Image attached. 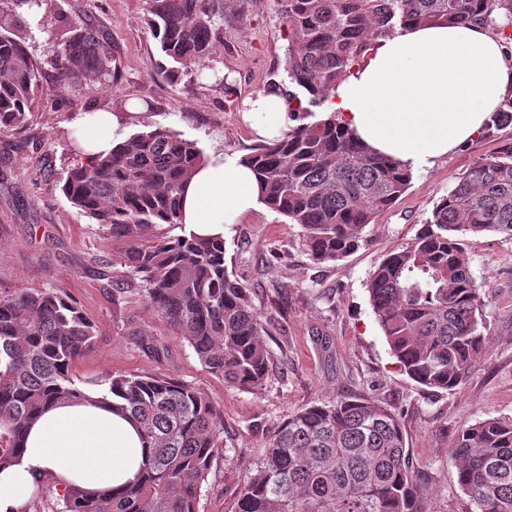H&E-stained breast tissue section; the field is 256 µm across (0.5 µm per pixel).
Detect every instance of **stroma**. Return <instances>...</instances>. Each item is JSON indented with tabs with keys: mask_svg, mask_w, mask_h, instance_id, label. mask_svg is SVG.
I'll return each mask as SVG.
<instances>
[{
	"mask_svg": "<svg viewBox=\"0 0 512 512\" xmlns=\"http://www.w3.org/2000/svg\"><path fill=\"white\" fill-rule=\"evenodd\" d=\"M72 18L96 25L111 41L119 70L99 84L80 78L56 92L45 49L57 32L32 25L30 51L42 93L21 129L0 132V297L14 289L65 293L96 325L93 350L75 362L79 386L112 374L156 375L198 389L224 422V453L201 488L199 512H236L240 488L253 477L269 437L290 416L314 404L365 396L400 419L405 443L425 490L426 512H472L448 446L459 427L512 416V238H470L471 270L482 286L486 348L452 391L411 380L389 354L366 292L387 252L415 236L443 195L475 163L512 151V125L478 135L432 167L414 172L406 192L366 229L368 242L337 262L314 263L298 225L266 207L243 214L224 239L231 278L250 292L269 325L271 355L262 390L224 383L200 363L147 307L122 261L123 245L73 208L58 180L79 154L88 115L145 112L127 134L157 127L197 142L204 153L246 156L260 140L243 118L247 98L283 77L287 46L277 0H224L215 59L232 85H214L212 69L172 82L147 26L146 0H65ZM128 289L112 299L113 282Z\"/></svg>",
	"mask_w": 512,
	"mask_h": 512,
	"instance_id": "stroma-1",
	"label": "stroma"
}]
</instances>
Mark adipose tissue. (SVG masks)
<instances>
[{
    "label": "adipose tissue",
    "mask_w": 512,
    "mask_h": 512,
    "mask_svg": "<svg viewBox=\"0 0 512 512\" xmlns=\"http://www.w3.org/2000/svg\"><path fill=\"white\" fill-rule=\"evenodd\" d=\"M510 93L512 65L484 26L412 25L375 39L326 106L369 147L415 171L473 139ZM248 108L258 118V136L286 124L284 96L261 92ZM124 138L117 115L97 112L80 136L81 151L106 154ZM259 197L256 177L240 156L213 153L186 187L182 222L195 235L223 237L258 207ZM102 397L94 391L89 399L58 403L35 421L22 453L0 470V512H21L44 477L54 488L89 492L137 479L147 454L140 431Z\"/></svg>",
    "instance_id": "1"
}]
</instances>
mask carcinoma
I'll return each instance as SVG.
<instances>
[{"label": "carcinoma", "instance_id": "1", "mask_svg": "<svg viewBox=\"0 0 512 512\" xmlns=\"http://www.w3.org/2000/svg\"><path fill=\"white\" fill-rule=\"evenodd\" d=\"M45 0H0V132L21 127L40 92L27 26L15 8ZM220 0H148L153 35L178 78L213 58ZM288 45L285 78L268 85L287 98L293 124L243 157L262 203L302 229L310 258L336 262L366 242L367 226L408 188L412 173L369 150L333 115L328 94L353 73L376 37L409 23L465 25L503 15L512 0H278ZM57 41L46 48L59 88L79 77L112 79V47L92 24L58 8ZM512 124V96L484 131ZM197 142L158 127L126 138L106 156L77 160L61 191L72 207L125 245L123 262L143 283L158 319L183 338L208 371L247 391L268 371L267 324L229 277L224 239L168 237L197 165ZM512 236V153L480 162L442 196L414 238L388 253L367 281L369 303L390 354L422 386L452 391L486 344L485 301L466 237ZM97 329L56 291L17 288L0 298V469L24 448L48 405L85 395L73 364ZM140 425L148 461L139 480L97 496L77 485L64 512H198L200 491L224 453V422L195 388L157 376L107 375L96 382ZM448 455L473 512H512V417L463 425ZM237 512H426L395 414L367 398L314 405L288 418L268 441Z\"/></svg>", "mask_w": 512, "mask_h": 512}]
</instances>
